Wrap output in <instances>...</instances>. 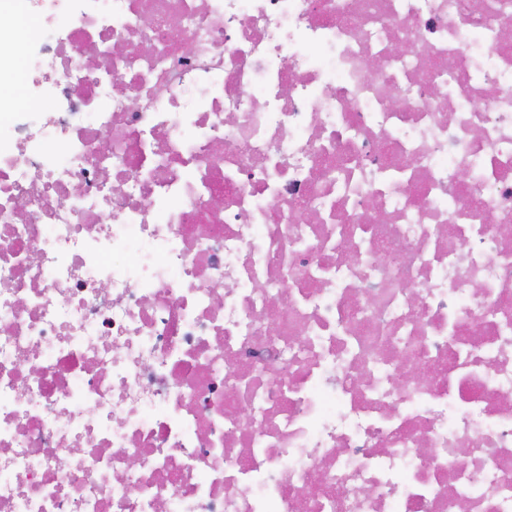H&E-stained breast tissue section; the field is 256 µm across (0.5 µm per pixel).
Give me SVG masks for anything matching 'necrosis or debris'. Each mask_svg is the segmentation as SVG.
Masks as SVG:
<instances>
[{"instance_id":"4bbe7bcc","label":"necrosis or debris","mask_w":512,"mask_h":512,"mask_svg":"<svg viewBox=\"0 0 512 512\" xmlns=\"http://www.w3.org/2000/svg\"><path fill=\"white\" fill-rule=\"evenodd\" d=\"M28 15L0 512H512V0Z\"/></svg>"}]
</instances>
